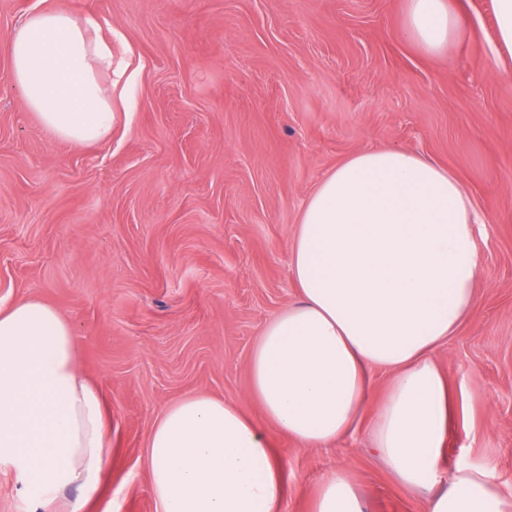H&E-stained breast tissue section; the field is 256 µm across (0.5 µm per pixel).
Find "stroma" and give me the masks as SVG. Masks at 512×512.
Instances as JSON below:
<instances>
[{"label":"stroma","instance_id":"obj_1","mask_svg":"<svg viewBox=\"0 0 512 512\" xmlns=\"http://www.w3.org/2000/svg\"><path fill=\"white\" fill-rule=\"evenodd\" d=\"M452 52L403 34L404 0H0V303L37 298L76 329L102 391L112 457L81 512H157L146 437L205 393L259 417L248 360L297 298L291 245L306 199L348 156L398 148L451 170L484 219L480 306L434 354L452 411L443 465L512 484V55L493 0H450ZM95 19L112 42L110 136L55 138L10 81L7 43L36 9ZM272 440L280 512H311L347 469L366 512H424L369 443Z\"/></svg>","mask_w":512,"mask_h":512}]
</instances>
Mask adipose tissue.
Segmentation results:
<instances>
[{
	"mask_svg": "<svg viewBox=\"0 0 512 512\" xmlns=\"http://www.w3.org/2000/svg\"><path fill=\"white\" fill-rule=\"evenodd\" d=\"M463 29L448 0H404V35L448 54ZM10 79L56 138L75 147L112 130V45L93 18L30 13L8 41ZM482 218L458 177L395 148L356 153L301 211L291 271L296 302L262 329L251 353L260 419L201 393L159 414L146 438L158 512H278L285 473L271 432L324 448L372 415L374 447L401 485L426 490L427 512H512L493 466L444 471L448 380L433 358L475 313ZM392 374L370 409L372 374ZM112 448L100 389L79 369L75 330L53 306H0V462L32 478L36 512H80ZM311 512H364L346 469L320 479Z\"/></svg>",
	"mask_w": 512,
	"mask_h": 512,
	"instance_id": "adipose-tissue-1",
	"label": "adipose tissue"
}]
</instances>
